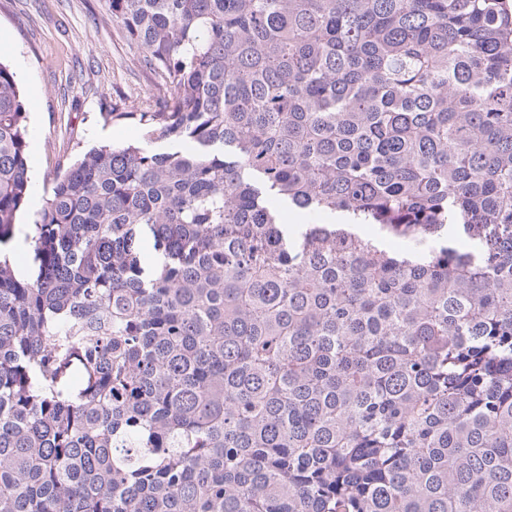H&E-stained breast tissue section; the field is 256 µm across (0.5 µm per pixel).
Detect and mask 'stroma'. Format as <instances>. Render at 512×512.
Here are the masks:
<instances>
[{"label":"stroma","mask_w":512,"mask_h":512,"mask_svg":"<svg viewBox=\"0 0 512 512\" xmlns=\"http://www.w3.org/2000/svg\"><path fill=\"white\" fill-rule=\"evenodd\" d=\"M113 27L104 0H0V62L27 103L33 190L19 211L11 255L24 239L60 164L94 146L142 141L135 112L156 105L153 77ZM123 113L120 121L109 120Z\"/></svg>","instance_id":"obj_1"}]
</instances>
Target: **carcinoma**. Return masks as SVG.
<instances>
[{
	"instance_id": "carcinoma-1",
	"label": "carcinoma",
	"mask_w": 512,
	"mask_h": 512,
	"mask_svg": "<svg viewBox=\"0 0 512 512\" xmlns=\"http://www.w3.org/2000/svg\"><path fill=\"white\" fill-rule=\"evenodd\" d=\"M105 2L172 148L0 259V512H512V0ZM28 139L0 63V247Z\"/></svg>"
}]
</instances>
